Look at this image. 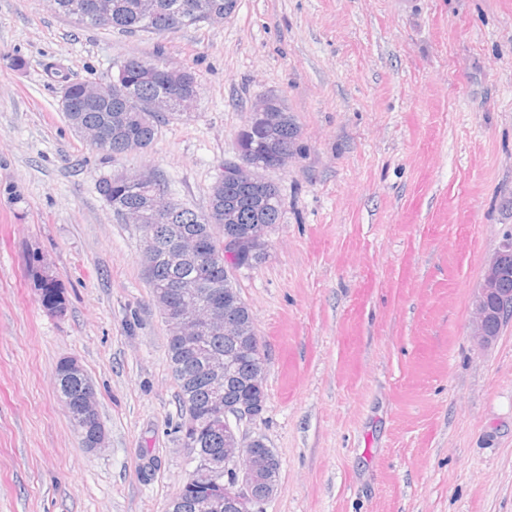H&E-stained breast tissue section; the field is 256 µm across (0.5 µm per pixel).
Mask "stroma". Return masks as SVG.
<instances>
[{"mask_svg": "<svg viewBox=\"0 0 512 512\" xmlns=\"http://www.w3.org/2000/svg\"><path fill=\"white\" fill-rule=\"evenodd\" d=\"M132 56L190 70L198 93L116 164L46 68L109 83ZM266 96L299 135L265 173L283 199L268 257L236 274L266 358L264 412L239 432L280 461L262 512H512V321L490 346L469 336L512 238V0H239L164 35L0 0V512H165L177 494L168 327L142 230L97 182L149 168L205 210ZM36 256L64 313L33 286ZM69 357L105 430L93 451L57 393Z\"/></svg>", "mask_w": 512, "mask_h": 512, "instance_id": "1", "label": "stroma"}]
</instances>
